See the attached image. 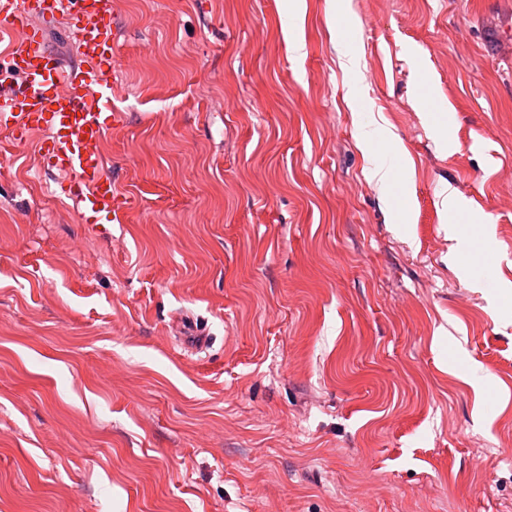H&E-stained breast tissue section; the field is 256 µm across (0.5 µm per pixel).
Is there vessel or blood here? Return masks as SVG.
I'll return each instance as SVG.
<instances>
[{
	"instance_id": "1",
	"label": "vessel or blood",
	"mask_w": 512,
	"mask_h": 512,
	"mask_svg": "<svg viewBox=\"0 0 512 512\" xmlns=\"http://www.w3.org/2000/svg\"><path fill=\"white\" fill-rule=\"evenodd\" d=\"M72 21L80 55L63 67L43 42V24ZM112 0H0V128L22 143L43 134L40 150L69 176V196L81 212L119 219L123 201L112 190L101 145L122 113L111 111Z\"/></svg>"
}]
</instances>
